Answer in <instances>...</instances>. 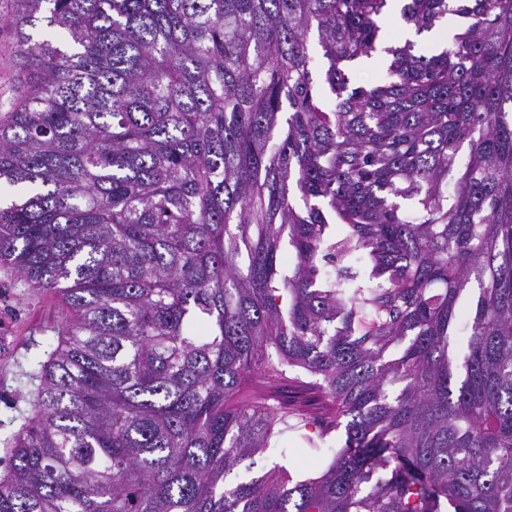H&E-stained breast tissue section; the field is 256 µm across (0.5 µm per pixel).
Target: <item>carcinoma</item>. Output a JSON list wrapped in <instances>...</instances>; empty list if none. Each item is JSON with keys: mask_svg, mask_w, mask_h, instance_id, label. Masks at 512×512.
I'll return each instance as SVG.
<instances>
[{"mask_svg": "<svg viewBox=\"0 0 512 512\" xmlns=\"http://www.w3.org/2000/svg\"><path fill=\"white\" fill-rule=\"evenodd\" d=\"M389 2L0 17V264L65 310L0 512H512V0ZM13 31L0 26V113L6 112L19 89L16 81L18 56ZM288 457L282 459L278 453L266 455L263 459L258 460L263 471H268L274 464L285 465L288 472L296 479L305 477H314L319 474L331 461L330 453H315L299 437L294 439V443L288 444Z\"/></svg>", "mask_w": 512, "mask_h": 512, "instance_id": "carcinoma-1", "label": "carcinoma"}]
</instances>
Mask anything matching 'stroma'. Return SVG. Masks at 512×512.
Wrapping results in <instances>:
<instances>
[{
	"mask_svg": "<svg viewBox=\"0 0 512 512\" xmlns=\"http://www.w3.org/2000/svg\"><path fill=\"white\" fill-rule=\"evenodd\" d=\"M17 70L14 34L0 26V113L10 108L19 92ZM60 319L55 294L27 287L15 270L0 265V335L13 340L12 347H0V473L8 462L5 438L18 431L34 409L38 382L30 378L27 360L41 352L44 338L53 335ZM330 460V454L315 453L298 439L287 457L271 453L261 464L268 470L284 463L293 478L302 479L319 474Z\"/></svg>",
	"mask_w": 512,
	"mask_h": 512,
	"instance_id": "1",
	"label": "stroma"
}]
</instances>
